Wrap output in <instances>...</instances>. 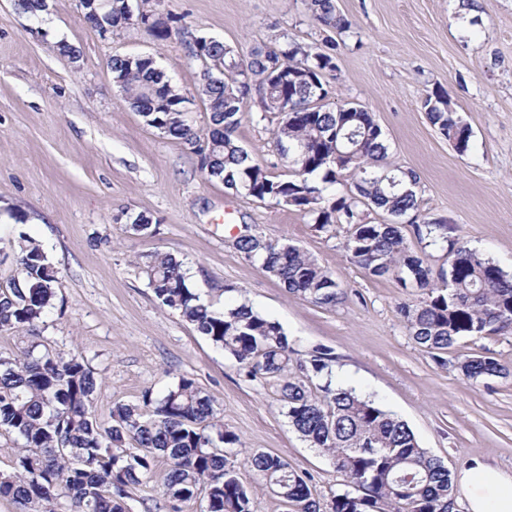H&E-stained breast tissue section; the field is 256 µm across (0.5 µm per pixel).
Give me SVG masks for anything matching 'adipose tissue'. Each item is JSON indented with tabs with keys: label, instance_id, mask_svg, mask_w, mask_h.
Here are the masks:
<instances>
[{
	"label": "adipose tissue",
	"instance_id": "ef3b65f1",
	"mask_svg": "<svg viewBox=\"0 0 512 512\" xmlns=\"http://www.w3.org/2000/svg\"><path fill=\"white\" fill-rule=\"evenodd\" d=\"M459 483L469 512H512V475L496 473L478 462L461 472Z\"/></svg>",
	"mask_w": 512,
	"mask_h": 512
}]
</instances>
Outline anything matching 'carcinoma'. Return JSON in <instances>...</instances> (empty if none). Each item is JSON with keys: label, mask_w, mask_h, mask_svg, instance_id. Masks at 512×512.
Returning <instances> with one entry per match:
<instances>
[{"label": "carcinoma", "mask_w": 512, "mask_h": 512, "mask_svg": "<svg viewBox=\"0 0 512 512\" xmlns=\"http://www.w3.org/2000/svg\"><path fill=\"white\" fill-rule=\"evenodd\" d=\"M162 3L141 0L134 9L130 0H112L110 22L94 4L83 6L84 19L99 30L108 23L142 29L158 42L186 36L190 57L209 68L212 80L204 92L210 130L203 135L187 93L165 79L153 58L112 56L117 90L148 125L193 147L201 173L226 188L297 207L319 231L345 227L344 250L370 276L423 291L401 314L409 335L438 364H445L443 354L459 338L512 324V277L448 236L443 221L419 219L418 176L387 166L382 131L369 112H340L327 103V76L337 70L335 40L317 50L291 40L278 51L257 48L244 59L230 44L186 31L182 17ZM309 9L324 26L347 31L333 0H309ZM254 95L262 112L278 115L274 136L291 170L287 179L253 163L235 136ZM283 100L291 111H279ZM421 108L459 152L468 150L471 131L443 94L427 96ZM344 182L347 192L330 193ZM371 210L387 219H371ZM408 225L425 246L450 257L442 284L433 282L424 257L410 247ZM232 246L291 294L324 307L341 299L336 277L297 246L266 242L252 227ZM14 261L17 276L0 289V332L33 328L62 286L44 250L23 234ZM144 269L162 305L179 312L247 377L276 386L291 428L345 475L346 489L333 497L332 512H452L457 486L448 468L419 445L405 421L338 382L328 350L315 347L307 359H295L279 322L245 302L223 311L204 304L170 253L145 256ZM35 349L32 344L0 357V433L20 445L12 470L0 472V498L12 500L19 512H126L129 490L152 479L160 456L169 462L160 489L169 512H179L178 504L200 491L206 512H252L258 487L286 512H320L308 477L279 456L240 447L194 379L180 378L155 403L144 400L153 406L149 411L115 405L105 426L93 414L101 384L84 358ZM458 368L472 381L504 374L483 356L467 357ZM314 377L321 381L315 393L307 386Z\"/></svg>", "instance_id": "cac0c4a2"}]
</instances>
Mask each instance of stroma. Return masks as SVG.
<instances>
[{
	"label": "stroma",
	"instance_id": "stroma-1",
	"mask_svg": "<svg viewBox=\"0 0 512 512\" xmlns=\"http://www.w3.org/2000/svg\"><path fill=\"white\" fill-rule=\"evenodd\" d=\"M349 28L338 36L336 103L353 101L382 130L391 164L419 177L420 212L444 220L451 237L512 276V0H335ZM196 35L249 56L297 39L322 46L329 29L307 0H165ZM64 40L79 59L59 54ZM150 55L192 101L198 129L209 114L198 62L180 36L164 42L132 28L100 37L77 0H48L40 17L0 0V249L19 234L42 244L62 286L33 331L0 332V355L37 343L80 353L101 382L93 409L108 422L115 404L161 398L189 377L214 400L243 447L286 459L310 477L329 512L345 476L296 434L272 385L248 379L178 312L161 305L143 255L174 254L187 283L217 309L245 302L279 322L300 355L327 348L339 377L408 423L420 445L452 474L481 461L512 474V325L460 340L446 365L409 336L402 304L422 294L375 278L342 248V228L316 230L292 206L225 189L198 170L180 141L147 125L112 82L113 55ZM444 91L471 130L458 152L421 109ZM277 119L247 103L236 131L253 162L284 179L274 143ZM153 224L134 232L131 216ZM297 246L332 272L344 295L333 308L287 293L231 245L237 225ZM497 360L504 377L467 381L458 363Z\"/></svg>",
	"mask_w": 512,
	"mask_h": 512
}]
</instances>
